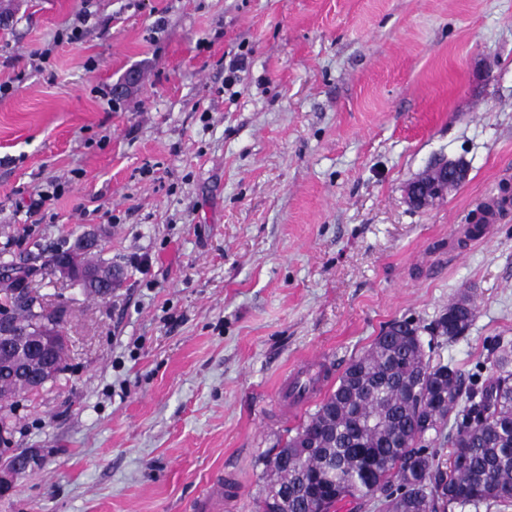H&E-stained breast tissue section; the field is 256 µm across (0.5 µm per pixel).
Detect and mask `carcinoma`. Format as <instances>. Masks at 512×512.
Listing matches in <instances>:
<instances>
[{
    "mask_svg": "<svg viewBox=\"0 0 512 512\" xmlns=\"http://www.w3.org/2000/svg\"><path fill=\"white\" fill-rule=\"evenodd\" d=\"M104 247L83 255L62 241L45 262L68 258L76 266L110 273L107 298L121 286L119 270L103 258ZM0 287L10 308L0 322V421L14 399L29 391L27 369H46L56 381L66 370L64 333L57 312H32L30 270ZM475 317L463 293L448 311L421 327L409 319L384 328L370 348L351 359L327 393L276 452L266 460L273 480L259 512H332L354 500H376L383 512H455L512 500V341L497 343L490 374L480 379L424 352L421 332L453 342ZM308 446L297 447L301 438ZM450 448L449 464L438 461L436 443Z\"/></svg>",
    "mask_w": 512,
    "mask_h": 512,
    "instance_id": "1",
    "label": "carcinoma"
}]
</instances>
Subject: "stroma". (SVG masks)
Returning a JSON list of instances; mask_svg holds the SVG:
<instances>
[{
    "label": "stroma",
    "mask_w": 512,
    "mask_h": 512,
    "mask_svg": "<svg viewBox=\"0 0 512 512\" xmlns=\"http://www.w3.org/2000/svg\"><path fill=\"white\" fill-rule=\"evenodd\" d=\"M0 10V258L36 267L68 338L67 371L17 400L10 445L44 462L0 512H190L225 470L230 512H258L267 457L315 409L281 417L290 367L322 351L342 372L387 324H428L463 290L474 320L431 356L488 375L512 337V208L457 237L512 184V0ZM442 157L466 181L411 208L405 185ZM86 231L124 271L106 300L38 253Z\"/></svg>",
    "instance_id": "35a3bbf8"
}]
</instances>
